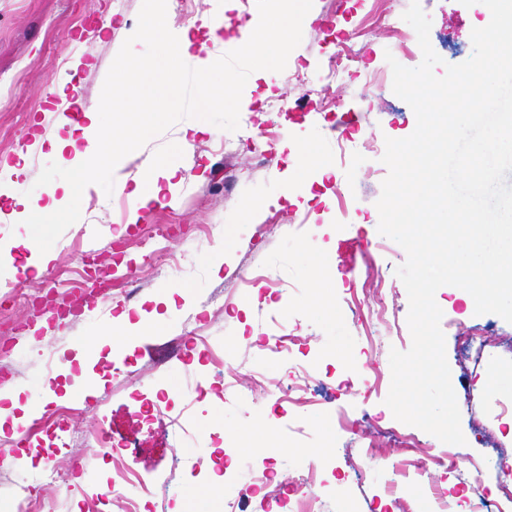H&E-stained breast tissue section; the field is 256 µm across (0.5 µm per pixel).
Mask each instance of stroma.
Instances as JSON below:
<instances>
[{
	"label": "stroma",
	"instance_id": "stroma-1",
	"mask_svg": "<svg viewBox=\"0 0 512 512\" xmlns=\"http://www.w3.org/2000/svg\"><path fill=\"white\" fill-rule=\"evenodd\" d=\"M414 1L432 21L430 43L443 60L435 74L469 59L473 29L490 22L479 0L469 7L460 0H353L343 15L330 14V0H313L314 20L293 27L288 47L257 59L241 43L275 26L280 0H192L189 20L174 0H156L171 33L206 39L216 83L236 72L239 104L201 103L192 68L184 66L175 75L178 99L152 87L138 92L139 109L161 119L119 152L104 176L77 189L72 205L81 223L16 224L15 199L41 208L64 196L44 191L45 179L66 175L49 141L74 137L91 150L101 123L120 129L125 116L103 102L121 83L129 48L138 50L147 72L163 49L138 32L144 0H0V160L21 167L17 175L0 172V242L9 249L0 279L23 281L25 293L0 309V391L17 395L18 419L30 409L48 416L63 406L77 410L66 424L30 436L19 454H0V512H119L110 493L113 461L90 452L97 427L137 474L126 496L152 502L153 512H229L207 471L228 455L244 473L275 458L283 480L292 477L296 459L322 460L309 481L330 498V512H402L409 501L418 512H437V495L460 487L463 475L447 466L405 467L409 454L390 436L397 421L385 404L390 352L408 350L412 337L408 294L396 274L407 254L379 233L376 202L388 175L386 138L407 137L416 127L412 108L393 92L386 56L408 57L415 67L423 53L417 39L395 41L376 17L386 11L391 21L401 20ZM99 16L108 26L96 24ZM241 16L247 27L208 39L207 21ZM362 21L366 71L320 90L355 116L341 147L324 113L304 103L295 74L302 66L318 77L333 49L329 24L349 29ZM282 97L291 111L281 115L276 135L257 145L275 156L268 166L243 140L268 123L270 104ZM191 123L204 133L192 151H176ZM298 146L320 158L324 174L295 167ZM162 156L177 170L172 189L126 228L121 205L129 193L107 184L133 181ZM273 210L285 223L266 222ZM29 239L49 251L36 266ZM159 245L177 254V265L149 267L146 256ZM98 268L137 286L87 295L91 314L65 322L46 342L28 343V327L69 300L72 282ZM322 269L328 275L316 281ZM379 285L388 316L366 334L347 301L354 294L369 308ZM435 300L466 439L461 450L479 462L485 491L495 499L500 477L512 474V323L476 314L468 292L454 286L440 287ZM123 310L131 322L162 326L129 337L123 350L131 363L117 376L107 367L113 346L100 331ZM270 336L290 338V357L248 351ZM291 384L304 386L305 405L278 400L277 390ZM138 390L165 391L166 416L146 418L134 398ZM471 398L483 401L480 412L470 411ZM72 460L81 469L66 486L48 483L49 470Z\"/></svg>",
	"mask_w": 512,
	"mask_h": 512
}]
</instances>
